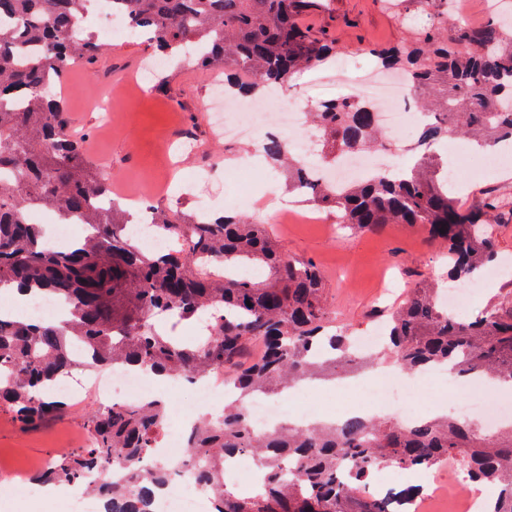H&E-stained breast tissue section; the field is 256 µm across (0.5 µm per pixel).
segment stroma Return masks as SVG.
<instances>
[{
  "instance_id": "obj_1",
  "label": "stroma",
  "mask_w": 512,
  "mask_h": 512,
  "mask_svg": "<svg viewBox=\"0 0 512 512\" xmlns=\"http://www.w3.org/2000/svg\"><path fill=\"white\" fill-rule=\"evenodd\" d=\"M303 22L326 33L339 51L356 47V60L370 66L371 50L384 48L424 26L423 16L393 15L383 0H323ZM145 39L113 42L95 71L74 68L64 85L65 104L88 158L112 174V188L129 194L136 175H159L169 184L156 203L195 212L224 206V164L241 160L253 167L244 193L265 209L266 171L255 146L218 139L212 114L203 106L213 80L191 64L174 63L152 70ZM112 93L117 114L111 129L102 125L95 102L102 89ZM459 201L466 208L494 202L498 223L496 248L512 261V163L483 178L464 177ZM319 221L296 218L271 225L289 256L315 262L325 276V296L338 325L349 332L371 331L368 313L401 303L420 277L448 279L443 249L429 243L418 228L391 225L377 232L351 233L331 226L336 216L321 210ZM82 387L60 417L24 428L8 410H0V470L12 480L0 482V512H64V496L34 500L24 484L52 457L80 447L87 413L100 399L87 372L77 371Z\"/></svg>"
}]
</instances>
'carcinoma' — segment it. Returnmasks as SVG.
I'll return each mask as SVG.
<instances>
[{"mask_svg": "<svg viewBox=\"0 0 512 512\" xmlns=\"http://www.w3.org/2000/svg\"><path fill=\"white\" fill-rule=\"evenodd\" d=\"M89 0H0V290L16 285L56 298L68 310L57 321L0 316V403L24 426L64 409L48 384L82 367L122 364L187 380L222 370L239 393L214 419L185 436L197 482L213 492L212 512H389L370 491L376 473L433 470L454 460L470 484H494L491 512H512V424L491 439L476 426L438 417L412 424L351 416L300 428L290 423L256 435L245 398L281 391L303 379H336L366 368L336 332L325 281L311 260L285 254L267 225L238 212L202 220L150 205L161 254L126 235L125 210H102L111 194L86 159L57 89L76 65H93L111 44L87 31ZM455 0H388L398 11L429 18L419 36L377 51L384 70L403 74L429 119L419 127L418 157L394 178L379 174L342 192L318 184L276 135L262 150L288 190L336 213L354 230L388 224L422 229L448 248V275L477 278L495 264L493 205L463 209L448 183V165L432 147L457 136L478 149L512 148V18L479 30L452 24ZM134 32L162 56L194 50L192 64L224 73L225 85L248 97L291 87L294 75L336 53L301 18L318 0H112ZM321 152L369 149L381 136L372 106L352 95L310 106ZM32 208L80 219L91 231L51 248L45 229L24 216ZM435 282L423 279L406 301L379 317L383 359L406 371L449 365L461 376L512 382V305L491 306L459 321L441 307ZM207 318L206 335L184 342L168 325ZM81 344L88 356L78 359ZM167 421L166 403L100 405L86 426L88 448L55 457L40 478L57 486L90 485L100 512H154V498L179 463L153 459ZM250 455L261 489L238 495L224 485V460Z\"/></svg>", "mask_w": 512, "mask_h": 512, "instance_id": "cac0c4a2", "label": "carcinoma"}]
</instances>
